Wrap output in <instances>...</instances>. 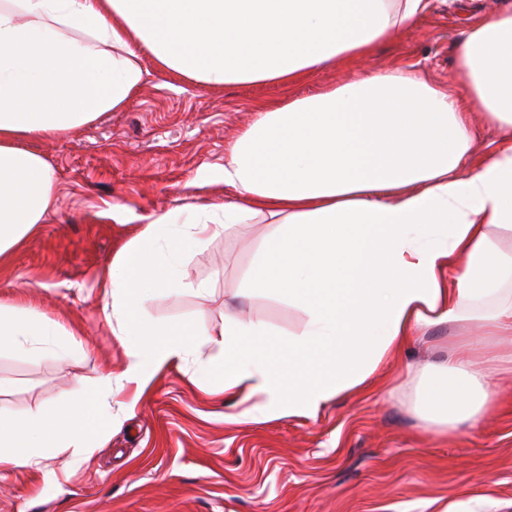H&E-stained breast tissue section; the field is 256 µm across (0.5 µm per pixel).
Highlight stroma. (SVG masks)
Returning a JSON list of instances; mask_svg holds the SVG:
<instances>
[{
    "label": "stroma",
    "mask_w": 512,
    "mask_h": 512,
    "mask_svg": "<svg viewBox=\"0 0 512 512\" xmlns=\"http://www.w3.org/2000/svg\"><path fill=\"white\" fill-rule=\"evenodd\" d=\"M505 0H430L411 27L392 32L366 57L337 59L292 86L213 87L144 58L143 83L126 105L69 133L30 142L54 173L55 211L0 262V300L28 306L79 334L83 354L56 357V341L27 353L0 352V413L25 415L63 402L75 380L94 386L120 374L125 351L102 308L101 281L141 218L175 212L206 217L233 199L223 182L231 145L258 104L307 97L373 72L412 70L458 81V46ZM190 214H182V207ZM269 226L257 218L209 241L187 260L191 281L213 292L159 293L155 320L191 319L220 331L225 312L299 329L305 315L280 296H239ZM447 332L412 344L367 394L329 402L316 417L228 423L233 401L215 385H193L188 366L164 368L143 392L124 386L112 432L75 468L63 458L0 470V512H512V408L450 433L413 411L421 369L438 361ZM55 471L47 479L46 471Z\"/></svg>",
    "instance_id": "stroma-1"
}]
</instances>
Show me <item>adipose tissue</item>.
<instances>
[{
    "instance_id": "1",
    "label": "adipose tissue",
    "mask_w": 512,
    "mask_h": 512,
    "mask_svg": "<svg viewBox=\"0 0 512 512\" xmlns=\"http://www.w3.org/2000/svg\"><path fill=\"white\" fill-rule=\"evenodd\" d=\"M429 0H0V258L54 208L53 172L28 139L59 136L120 109L144 79V56L212 86L291 83L339 57L368 55ZM462 81L374 73L257 110L232 145L223 181L238 197L210 220L150 219L103 276L104 319L125 349L118 378L76 385L64 410L0 415V467L106 441L104 406L119 380L144 388L194 359L192 384L218 382L236 422L314 416L368 389L413 336L447 327L457 342L424 371L417 416L439 432L479 421L498 401L488 382L512 340V9L478 24L458 51ZM504 133L474 160L471 110ZM262 215L270 230L243 296L271 290L301 309L284 337L225 315L219 332L146 313L159 289L204 298L194 251ZM44 315L0 302V350L58 335Z\"/></svg>"
}]
</instances>
